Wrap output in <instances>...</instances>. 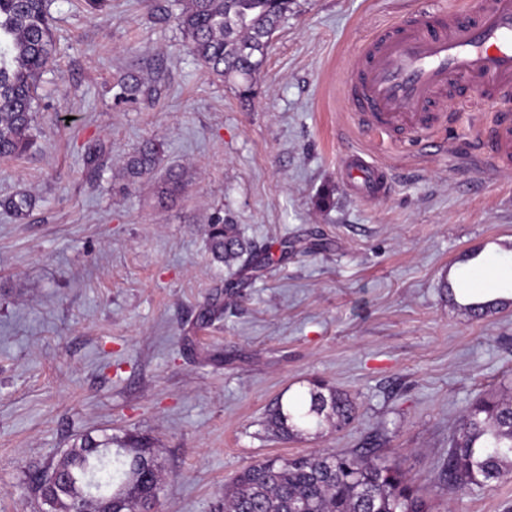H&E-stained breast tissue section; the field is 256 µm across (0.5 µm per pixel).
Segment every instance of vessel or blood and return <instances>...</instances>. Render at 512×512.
<instances>
[{
	"mask_svg": "<svg viewBox=\"0 0 512 512\" xmlns=\"http://www.w3.org/2000/svg\"><path fill=\"white\" fill-rule=\"evenodd\" d=\"M346 100L359 125L381 135L402 131L438 151L439 112L451 80L489 96L512 95V0H482L476 12L436 5L423 16L379 31L351 65ZM476 146L497 167L512 169V113H494ZM347 179L357 197L371 200L388 188L381 167L353 156Z\"/></svg>",
	"mask_w": 512,
	"mask_h": 512,
	"instance_id": "1",
	"label": "vessel or blood"
}]
</instances>
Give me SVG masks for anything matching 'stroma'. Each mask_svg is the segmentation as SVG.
<instances>
[{
    "label": "stroma",
    "instance_id": "35a3bbf8",
    "mask_svg": "<svg viewBox=\"0 0 512 512\" xmlns=\"http://www.w3.org/2000/svg\"><path fill=\"white\" fill-rule=\"evenodd\" d=\"M426 0H293L250 97L207 73L175 0H52L56 53L43 76L37 145L0 160V512H48L29 473L84 435L151 438L160 512H222L224 486L269 456L373 449L429 512H507L512 479L450 490L448 437L481 395L512 397V299L483 318L448 277L472 255L512 250V171L470 138L498 106L451 85L445 151L360 127L344 97L372 35ZM144 80L136 101L117 82ZM162 144L185 176L165 203L128 186L124 158ZM103 144L100 176L85 165ZM381 165L380 199L342 178L350 152ZM221 216L259 271L214 262ZM320 381L357 419L275 438L267 409ZM35 202L26 193H18L0 200V208L17 219H25L32 210Z\"/></svg>",
    "mask_w": 512,
    "mask_h": 512
}]
</instances>
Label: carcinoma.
Masks as SVG:
<instances>
[{"mask_svg":"<svg viewBox=\"0 0 512 512\" xmlns=\"http://www.w3.org/2000/svg\"><path fill=\"white\" fill-rule=\"evenodd\" d=\"M48 0H0V158L18 157L35 145L37 90L53 60L55 40ZM292 0H178L176 14L186 46L206 72L237 88L252 91L270 40L291 9ZM161 149L146 144L123 160L121 174L133 185L155 172ZM185 187L183 173L171 170L159 187L164 201ZM33 198L18 193L0 200V209L26 218ZM206 237L214 261L233 267L243 256H254L238 225L220 218L207 225ZM357 417L347 394L317 383L289 408L277 403L268 426L284 437L324 422L336 429ZM112 464L118 481L97 474ZM56 466L72 478L69 492H56L51 512H73L80 494L103 497L126 485L139 471L151 480L129 488L113 506L125 512H155L160 485L155 448L149 439L127 440L105 434L66 450ZM448 486L481 487L512 479V400L487 395L476 399L448 438ZM223 512H425V503L400 470L379 458L360 453L314 452L291 458L271 457L244 468L224 486Z\"/></svg>","mask_w":512,"mask_h":512,"instance_id":"cac0c4a2","label":"carcinoma"}]
</instances>
